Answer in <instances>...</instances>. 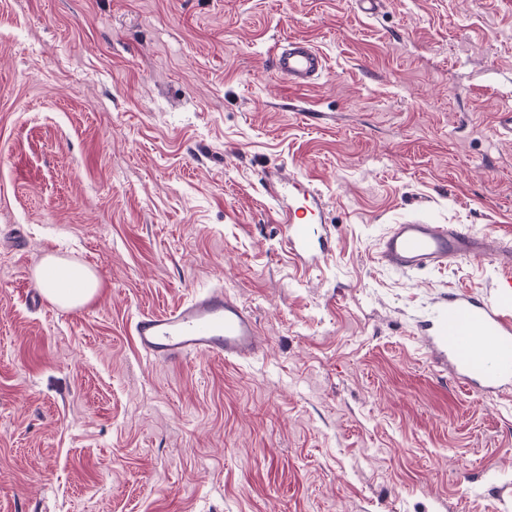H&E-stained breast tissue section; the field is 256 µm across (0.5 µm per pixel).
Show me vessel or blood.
<instances>
[{
	"instance_id": "obj_1",
	"label": "vessel or blood",
	"mask_w": 512,
	"mask_h": 512,
	"mask_svg": "<svg viewBox=\"0 0 512 512\" xmlns=\"http://www.w3.org/2000/svg\"><path fill=\"white\" fill-rule=\"evenodd\" d=\"M274 67L291 84L306 86L324 73L325 58L309 41L294 39L276 48ZM305 216L300 207L286 210L284 243L296 259L314 265L331 245ZM478 254L491 256L502 269L494 295L448 293L417 333L431 356L447 361L461 390L497 396L512 388V246L501 243L492 250L460 225L422 220L391 225L380 243L381 260L404 273L445 268ZM132 332L147 357L163 362L199 355L242 362L264 351L252 312L221 289L160 313L140 314Z\"/></svg>"
}]
</instances>
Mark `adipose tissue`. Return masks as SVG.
I'll use <instances>...</instances> for the list:
<instances>
[{"instance_id": "ef3b65f1", "label": "adipose tissue", "mask_w": 512, "mask_h": 512, "mask_svg": "<svg viewBox=\"0 0 512 512\" xmlns=\"http://www.w3.org/2000/svg\"><path fill=\"white\" fill-rule=\"evenodd\" d=\"M37 283L49 300L66 308L86 303L99 286L91 269L52 256L42 260Z\"/></svg>"}]
</instances>
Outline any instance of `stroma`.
<instances>
[{"label":"stroma","mask_w":512,"mask_h":512,"mask_svg":"<svg viewBox=\"0 0 512 512\" xmlns=\"http://www.w3.org/2000/svg\"><path fill=\"white\" fill-rule=\"evenodd\" d=\"M292 38L326 70L271 67ZM512 0H0V512H512V393L416 334L495 262L403 273L412 219L512 241ZM318 190V265L269 183ZM87 304L28 306L46 255ZM221 287L250 362L165 364L130 324ZM274 67L291 84L306 86L324 73L325 58L309 41L294 39L276 48ZM306 211L302 207H294L288 203L285 212L286 224L285 246L289 253L304 264H317L331 249L327 237L319 234L316 227L306 220Z\"/></svg>","instance_id":"stroma-1"}]
</instances>
